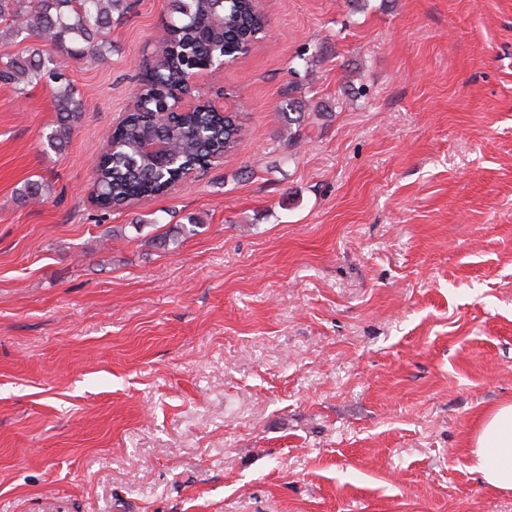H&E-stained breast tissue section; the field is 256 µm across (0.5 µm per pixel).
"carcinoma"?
<instances>
[{"label":"carcinoma","mask_w":512,"mask_h":512,"mask_svg":"<svg viewBox=\"0 0 512 512\" xmlns=\"http://www.w3.org/2000/svg\"><path fill=\"white\" fill-rule=\"evenodd\" d=\"M123 0H0V23L14 35L51 45L57 53L96 59L108 42L112 13ZM174 13L163 28L160 48L151 62L150 75L142 80L140 93L146 105L133 111L112 130L117 150L105 147L94 184L97 204L108 211L123 210L135 199L154 198L167 192L173 178L164 155H144L142 139L150 134L172 143L180 159L198 166L222 153L233 155L242 141V128L232 116L201 109L155 120L157 107L170 101L168 90L221 53L234 57L233 48L255 42L264 33L267 16L259 0H172ZM224 17V29H210L214 17ZM0 80L20 93L29 84L49 87L57 120L47 146L63 150L70 142L83 104L60 62L31 47L0 62Z\"/></svg>","instance_id":"1"}]
</instances>
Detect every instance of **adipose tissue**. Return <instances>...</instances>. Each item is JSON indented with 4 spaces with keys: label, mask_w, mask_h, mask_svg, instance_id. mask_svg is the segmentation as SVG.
Returning <instances> with one entry per match:
<instances>
[{
    "label": "adipose tissue",
    "mask_w": 512,
    "mask_h": 512,
    "mask_svg": "<svg viewBox=\"0 0 512 512\" xmlns=\"http://www.w3.org/2000/svg\"><path fill=\"white\" fill-rule=\"evenodd\" d=\"M467 448L472 467L487 486L512 491V402L483 412Z\"/></svg>",
    "instance_id": "adipose-tissue-1"
}]
</instances>
